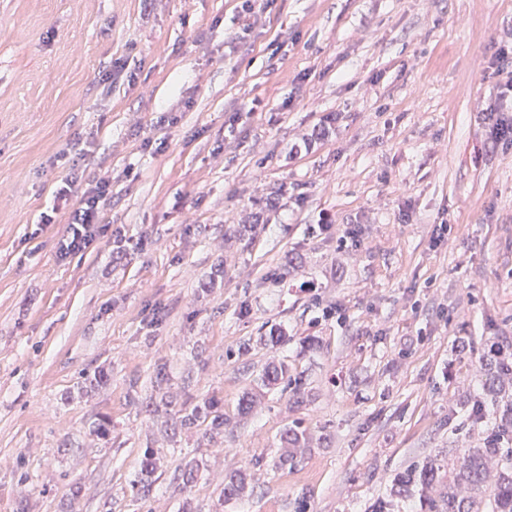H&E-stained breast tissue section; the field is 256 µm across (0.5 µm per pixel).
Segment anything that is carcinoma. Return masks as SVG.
<instances>
[{"label":"carcinoma","instance_id":"obj_1","mask_svg":"<svg viewBox=\"0 0 512 512\" xmlns=\"http://www.w3.org/2000/svg\"><path fill=\"white\" fill-rule=\"evenodd\" d=\"M482 379L479 392L465 405L476 423L486 427L485 437L476 448H457L450 462L436 456L395 474L390 491L378 497L368 512H392V499L419 494L422 512H512V351L499 345L479 359ZM294 382L293 394H300L302 381L291 380L283 366L268 367L262 374L266 386L281 381ZM108 381L105 368L84 374V388L95 389ZM205 423L212 433L224 428V412L219 401L203 400L192 408L180 409L171 418L173 429H191ZM301 423L285 431L283 440L290 445L279 465H293L294 448L305 441ZM160 458L145 451L134 483L138 495H149L156 481ZM202 462L192 458L179 468L183 487L193 485ZM245 477L233 476L224 483V499L241 496Z\"/></svg>","mask_w":512,"mask_h":512}]
</instances>
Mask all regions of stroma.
<instances>
[{"mask_svg":"<svg viewBox=\"0 0 512 512\" xmlns=\"http://www.w3.org/2000/svg\"><path fill=\"white\" fill-rule=\"evenodd\" d=\"M509 41L512 0H0V512H61L75 486L74 512H366L478 446L459 393L512 344V144L484 116ZM69 176L109 180L112 234L61 261ZM280 362L302 405L261 387ZM210 397L217 440L172 431ZM297 421L310 448L278 466ZM236 471L252 493L224 500ZM160 458L154 450H146L140 464V472L134 483L137 495L146 497L157 480L155 475L159 469Z\"/></svg>","mask_w":512,"mask_h":512,"instance_id":"stroma-1","label":"stroma"}]
</instances>
